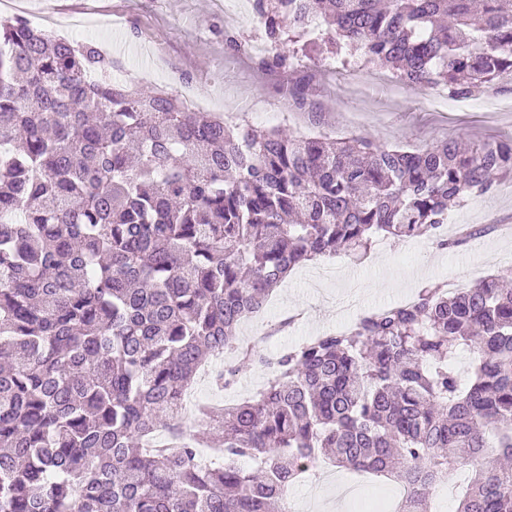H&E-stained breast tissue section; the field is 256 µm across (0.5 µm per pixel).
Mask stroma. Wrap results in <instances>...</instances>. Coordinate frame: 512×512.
Listing matches in <instances>:
<instances>
[{"label":"stroma","instance_id":"1","mask_svg":"<svg viewBox=\"0 0 512 512\" xmlns=\"http://www.w3.org/2000/svg\"><path fill=\"white\" fill-rule=\"evenodd\" d=\"M49 9L62 21L84 22L81 40L107 48L124 64L125 79L180 99L204 97L207 112L273 108L288 84L296 96L315 105L314 111L284 119L293 130L307 125L334 138L367 133L410 150L444 138L469 145L512 136V90L506 88L452 96L440 87L408 86L360 52L345 59L307 52L305 69L290 80L261 70L257 57L224 45L228 31L243 42L261 38L249 0H10L0 4V16L30 19ZM449 219L481 233L444 250L422 238L387 239L361 260L341 255L293 271L249 326L255 333L264 321L301 312V320L278 334L273 345L262 346L264 356L275 358L306 337L351 323L365 310L406 301L424 283L452 281L464 288L487 275L512 271V181L469 198ZM267 377L265 368L252 364L240 368L234 388L202 384L197 396L207 405L231 404L260 390ZM335 476L347 496H337L335 484L324 483L316 466L291 487L289 501L297 512H316L311 491L319 488L333 512H356L354 490L395 501L401 497L399 486L390 481L344 468L336 469Z\"/></svg>","mask_w":512,"mask_h":512}]
</instances>
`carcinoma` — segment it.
<instances>
[{"instance_id":"cac0c4a2","label":"carcinoma","mask_w":512,"mask_h":512,"mask_svg":"<svg viewBox=\"0 0 512 512\" xmlns=\"http://www.w3.org/2000/svg\"><path fill=\"white\" fill-rule=\"evenodd\" d=\"M288 73L287 29L362 51L406 84L512 83V0H253ZM91 42L0 17V512H291L325 458L456 512H512V288L427 283L270 361L240 336L288 272L377 239L441 249L449 210L512 179V141L424 149L190 113L112 78ZM471 355L468 381L453 359ZM225 353L270 367L254 397L183 437L177 407ZM166 435L169 448L148 449Z\"/></svg>"}]
</instances>
